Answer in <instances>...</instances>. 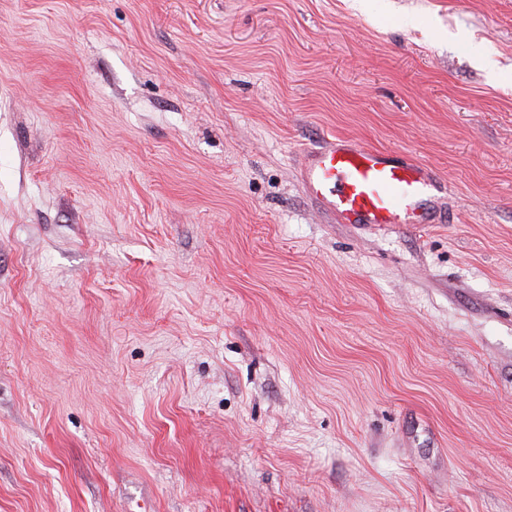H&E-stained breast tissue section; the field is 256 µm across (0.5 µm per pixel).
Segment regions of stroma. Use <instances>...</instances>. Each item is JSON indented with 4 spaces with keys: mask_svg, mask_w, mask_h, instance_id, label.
I'll use <instances>...</instances> for the list:
<instances>
[{
    "mask_svg": "<svg viewBox=\"0 0 512 512\" xmlns=\"http://www.w3.org/2000/svg\"><path fill=\"white\" fill-rule=\"evenodd\" d=\"M0 512H512V0H0ZM305 192L341 224H428V167L360 144H336L304 153Z\"/></svg>",
    "mask_w": 512,
    "mask_h": 512,
    "instance_id": "obj_1",
    "label": "stroma"
}]
</instances>
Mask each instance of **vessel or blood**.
<instances>
[{"instance_id":"vessel-or-blood-1","label":"vessel or blood","mask_w":512,"mask_h":512,"mask_svg":"<svg viewBox=\"0 0 512 512\" xmlns=\"http://www.w3.org/2000/svg\"><path fill=\"white\" fill-rule=\"evenodd\" d=\"M301 183L340 223L423 224L434 178L422 162L331 142L305 152Z\"/></svg>"}]
</instances>
